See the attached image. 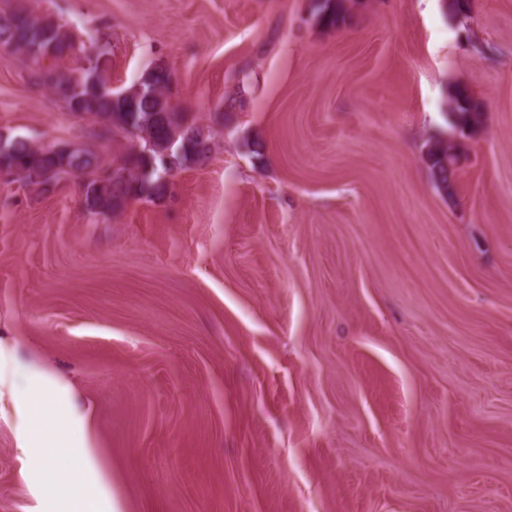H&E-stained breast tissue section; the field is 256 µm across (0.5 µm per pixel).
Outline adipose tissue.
Segmentation results:
<instances>
[{"instance_id": "ef3b65f1", "label": "adipose tissue", "mask_w": 512, "mask_h": 512, "mask_svg": "<svg viewBox=\"0 0 512 512\" xmlns=\"http://www.w3.org/2000/svg\"><path fill=\"white\" fill-rule=\"evenodd\" d=\"M0 390L8 391L19 415L17 441L25 466L39 484L55 485L49 512H114L89 446L84 418L66 386L38 368L28 369L25 384H14V366L0 354Z\"/></svg>"}]
</instances>
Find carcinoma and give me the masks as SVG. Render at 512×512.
<instances>
[{"mask_svg":"<svg viewBox=\"0 0 512 512\" xmlns=\"http://www.w3.org/2000/svg\"><path fill=\"white\" fill-rule=\"evenodd\" d=\"M445 6L460 24H467L470 0H446ZM315 9L318 23L327 29L345 25L352 15L349 0H316ZM44 41L54 44L56 54L52 61L31 70L32 84L49 91L61 108H74L76 116L93 119L102 140L124 136L130 127L144 133L140 145L127 152L120 168L130 172V177L86 183L82 208L87 214H108L135 199L160 198L168 187V182L158 177L160 172L168 168L177 171L209 158L213 151L211 132L170 105L166 68H150L138 83L120 89L114 97L112 92H100L89 83L91 72L105 66L103 47L86 45L67 24L26 4L0 9L1 49L28 59L34 47ZM68 60H79L82 65L69 68ZM448 106L460 128H475L483 122L484 107L464 83L452 87ZM6 143L13 179L41 193L50 181L80 184L88 170L101 164L100 155L89 146L68 144L65 154L58 156L24 138L9 137ZM426 155L435 186L442 194L453 196L457 168L450 147L430 141Z\"/></svg>","mask_w":512,"mask_h":512,"instance_id":"obj_1","label":"carcinoma"}]
</instances>
